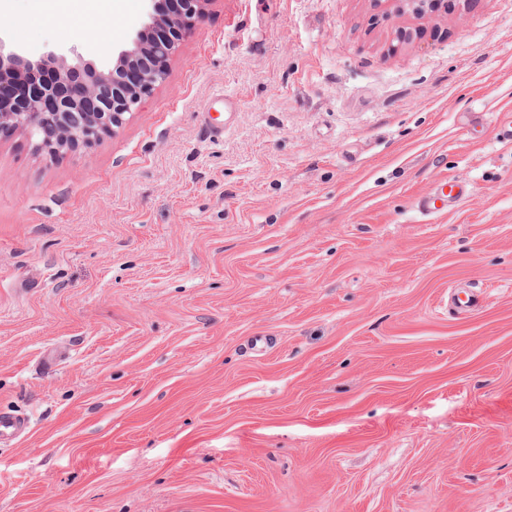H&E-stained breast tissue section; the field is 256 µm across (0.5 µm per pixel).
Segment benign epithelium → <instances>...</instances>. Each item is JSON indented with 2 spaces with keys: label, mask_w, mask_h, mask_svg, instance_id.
Here are the masks:
<instances>
[{
  "label": "benign epithelium",
  "mask_w": 512,
  "mask_h": 512,
  "mask_svg": "<svg viewBox=\"0 0 512 512\" xmlns=\"http://www.w3.org/2000/svg\"><path fill=\"white\" fill-rule=\"evenodd\" d=\"M148 22L111 69L73 66L53 52L33 60L0 40V134L22 128L51 153L89 147L120 128L162 83L180 41L208 0H179V14L149 0ZM403 13L436 12L448 0H395Z\"/></svg>",
  "instance_id": "benign-epithelium-1"
}]
</instances>
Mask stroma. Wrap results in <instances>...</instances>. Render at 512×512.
Segmentation results:
<instances>
[{
  "instance_id": "stroma-1",
  "label": "stroma",
  "mask_w": 512,
  "mask_h": 512,
  "mask_svg": "<svg viewBox=\"0 0 512 512\" xmlns=\"http://www.w3.org/2000/svg\"><path fill=\"white\" fill-rule=\"evenodd\" d=\"M30 4L99 69L146 20ZM505 114L512 0H210L115 135L0 138V512H512ZM467 194L468 191L463 184L451 179L445 180L434 195L418 199L416 207L424 215L439 214L444 211L447 202L449 204L460 201ZM27 428L26 417L0 412V443L18 439Z\"/></svg>"
}]
</instances>
